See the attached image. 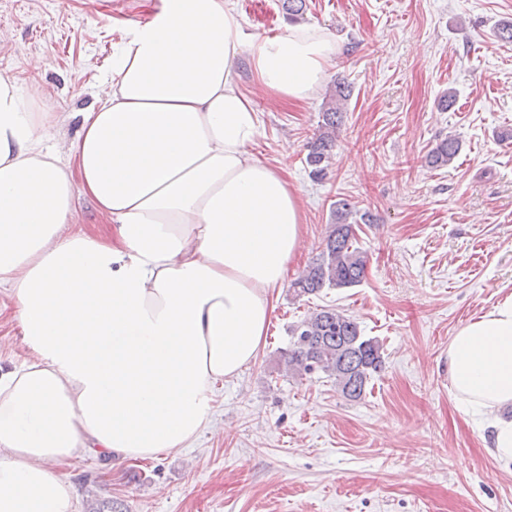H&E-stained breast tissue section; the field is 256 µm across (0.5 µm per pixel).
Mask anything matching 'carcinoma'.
<instances>
[{"label": "carcinoma", "mask_w": 512, "mask_h": 512, "mask_svg": "<svg viewBox=\"0 0 512 512\" xmlns=\"http://www.w3.org/2000/svg\"><path fill=\"white\" fill-rule=\"evenodd\" d=\"M350 95L351 89L339 84L325 103L319 133L306 156L311 174L318 179L327 175L342 112ZM459 151V141L450 136L428 152L427 162L432 167L447 166ZM353 214L354 206L347 200L336 201L335 224L318 258L293 282L296 295H313L326 286L349 288L359 285L365 278L367 257L356 246L350 222ZM290 333V346L283 355L288 371L297 376L322 372L336 380V387L350 401L363 396L373 374L383 367V346L379 340L363 336L358 322L335 308L319 309L294 325Z\"/></svg>", "instance_id": "1"}]
</instances>
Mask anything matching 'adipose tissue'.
<instances>
[{
    "label": "adipose tissue",
    "mask_w": 512,
    "mask_h": 512,
    "mask_svg": "<svg viewBox=\"0 0 512 512\" xmlns=\"http://www.w3.org/2000/svg\"><path fill=\"white\" fill-rule=\"evenodd\" d=\"M338 52L321 27L246 39L233 0H156L123 28L75 139L39 84L0 73V288L26 356L0 374V512H74L60 464L91 450L148 459L192 443L217 382L266 342L304 235L284 169L253 156L273 95L321 90ZM114 239L79 225L76 194ZM449 391L512 463V295L448 345Z\"/></svg>",
    "instance_id": "obj_1"
}]
</instances>
